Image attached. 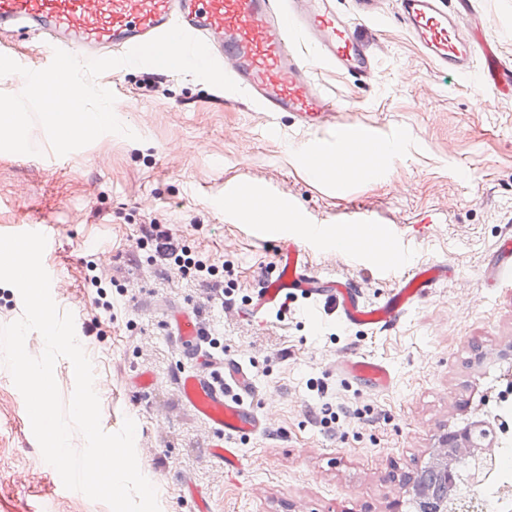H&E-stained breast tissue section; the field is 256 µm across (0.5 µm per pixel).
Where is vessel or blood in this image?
<instances>
[{
  "label": "vessel or blood",
  "mask_w": 512,
  "mask_h": 512,
  "mask_svg": "<svg viewBox=\"0 0 512 512\" xmlns=\"http://www.w3.org/2000/svg\"><path fill=\"white\" fill-rule=\"evenodd\" d=\"M398 19L421 53L438 69L477 71L487 92L512 96V61L480 32L462 36L459 20L472 0H397ZM181 26L202 39L223 70L265 111L290 113L304 129H336L335 147L312 149L318 162L337 166V178L371 171L382 160L381 139L345 126L339 106L312 79L315 63L366 87L376 64L355 23L336 8V0H0V28L18 26L44 40L46 52L60 48L83 59L117 57ZM352 227L361 251L395 267L403 262L393 237L369 214L354 210ZM488 287L512 286V238L499 241ZM444 267L434 263L405 270L378 305L363 302L347 283L331 274L311 273L306 252L295 244L280 250V263L251 301V316H261L286 295L321 299L352 326L387 328L427 295ZM186 363L178 375L181 397L212 432L211 452L230 474H242L249 459L236 443L263 432L267 422L253 404L254 382L239 361L216 358L211 370L199 369L204 353L202 324L193 312L170 317ZM356 385L382 391L392 372L382 361L356 355L340 368Z\"/></svg>",
  "instance_id": "obj_1"
}]
</instances>
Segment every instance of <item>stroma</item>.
<instances>
[{
    "label": "stroma",
    "mask_w": 512,
    "mask_h": 512,
    "mask_svg": "<svg viewBox=\"0 0 512 512\" xmlns=\"http://www.w3.org/2000/svg\"><path fill=\"white\" fill-rule=\"evenodd\" d=\"M372 10L359 33L376 62L375 83L357 86L322 64L314 79L343 122L383 138L403 132L375 181L354 178L337 190L310 176L296 154L328 142L329 131L299 128L285 113L271 117L239 93L213 103L210 85L173 71L145 91L144 68L97 79L137 140L105 134L60 157L37 124L36 154L0 152V234L46 225L43 266L93 363L101 426L113 433L125 418L135 421L139 467L161 512H196L200 499L208 512H392L442 454V434L498 412L499 382L512 374V288L491 289L484 279L498 242L512 233V97L488 96L474 75L435 68L400 25L396 0H374ZM475 25L512 59V0H474L462 28ZM241 185L280 197L293 224L239 223L224 198ZM356 209L388 225L410 265L441 263L447 277L386 330L348 327L323 306L310 316L302 297L285 317H245L288 239L302 240L313 271L334 273L366 303L383 301L398 270L357 251H327L297 230H347ZM153 220L223 265L224 300L151 260L141 238ZM89 259L115 286L110 312L94 305ZM183 307L223 336L225 356L254 378L255 406L271 415L264 433L240 444L251 462L244 475L225 472L211 454L209 427L181 399L184 357L166 317ZM362 353L389 365L388 390L339 373ZM143 376L153 379L145 391ZM313 382L343 411L332 427L316 420ZM22 404L0 364V512H110L60 489Z\"/></svg>",
    "instance_id": "1"
}]
</instances>
